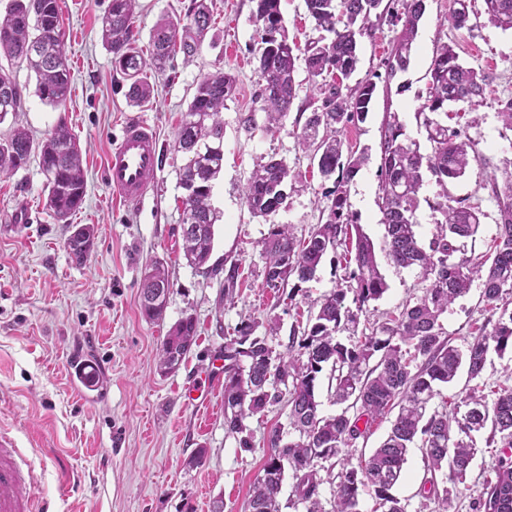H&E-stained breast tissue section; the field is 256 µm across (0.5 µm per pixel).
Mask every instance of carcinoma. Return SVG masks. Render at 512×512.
<instances>
[{
  "label": "carcinoma",
  "instance_id": "1",
  "mask_svg": "<svg viewBox=\"0 0 512 512\" xmlns=\"http://www.w3.org/2000/svg\"><path fill=\"white\" fill-rule=\"evenodd\" d=\"M253 12L260 47L254 59L262 81L260 96L266 114L264 130L272 132L287 116L296 98V62H304L314 88L322 95L320 107L305 119L296 134L303 150L314 155L320 176L333 181L327 192V218L304 237L288 224H273L264 242V285L278 290L291 280L316 278L326 255L346 247L345 286L325 296L305 327L292 330L288 354L274 353L254 326L242 323L238 336L224 342V426L240 435L242 448L251 447L244 435V420L265 410L288 394V428L278 426L269 434L270 452L255 478L247 512H279L278 497L286 472L295 478L293 495L306 512H322L317 466L323 462L341 466L332 512H360L364 494L375 500L373 512H406L394 489L399 483L410 449L421 450L427 474L445 473L450 486L433 492L437 512H448L451 496L465 483L477 452V438L491 429L487 443H497L501 455L495 479L488 480L474 498L475 512H484L483 501L494 498L493 512H512V390L488 399L477 384L451 411L428 412L440 388L466 371L470 381L482 378L490 351L512 352V172L503 179L490 176V187L499 211L492 245L479 257L468 256L464 241L481 226L482 213L466 198L448 195V183L464 176L471 160V140L460 127L443 117L448 107L472 108L485 96L489 80L482 70L466 64L446 43L437 47L430 68L425 102L416 113L426 132L430 151L406 137L398 118L386 122L381 138L379 209L384 226L385 257L393 265L417 269L427 282L424 295L406 305L395 317L371 332H358L360 315L371 301L386 293L373 240L364 233L349 210L348 185L368 160L339 138L342 129L362 122L370 112L376 85L358 82L321 84L325 73L349 79L356 70L357 39L387 18L401 26L391 51V72L406 68L425 0H400L401 9L382 6L383 0H304L316 28L332 35L328 42H312L300 50L288 40L280 0H255ZM488 21L512 30V0H484ZM472 0H454L448 21L455 28L467 25ZM134 0H111L101 19L102 39L112 54V65L132 80L130 95L142 101L151 95L143 76L145 68L166 70L171 54L181 51L190 59L212 24L205 0H193L190 24L179 28L172 21L158 23L150 37V59L134 47ZM0 54L27 64L36 76V92L53 106L71 99L73 79L66 62L59 0H13L0 17ZM236 78L229 72L204 77L176 134L175 150L183 155L179 186L184 191L182 213L189 225L182 231L187 262L200 268L213 250L216 216L211 206L214 181L223 169L224 124L221 112ZM22 107V88L0 71V120ZM38 157L48 188V206L63 221L82 202L86 184L80 149L66 122H59L45 140L36 144L17 129L0 142V172L9 173ZM431 175L442 188L432 205L441 215L428 244L416 227L424 176ZM296 180L285 160H270L252 172L245 188V203L258 217H268L288 200V184ZM71 247L83 258L93 245V228ZM480 281L483 298L498 315L491 330L481 328L465 349L443 335L442 316L473 282ZM171 285L164 264L154 262L141 284V313L160 321ZM347 331L357 340L344 343L338 334ZM193 317L179 320L162 343L157 361L160 372L176 371L196 341ZM341 412L321 413L318 389L322 377ZM284 389H279V386ZM398 409L386 438L372 454L354 465L345 448L364 437L372 425Z\"/></svg>",
  "mask_w": 512,
  "mask_h": 512
}]
</instances>
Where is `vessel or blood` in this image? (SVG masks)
<instances>
[{
    "label": "vessel or blood",
    "instance_id": "1",
    "mask_svg": "<svg viewBox=\"0 0 512 512\" xmlns=\"http://www.w3.org/2000/svg\"><path fill=\"white\" fill-rule=\"evenodd\" d=\"M162 160L155 128L142 117H129L118 143L105 157V180L125 204H140L149 191L148 177L160 169ZM35 485L14 438L0 430V512H36Z\"/></svg>",
    "mask_w": 512,
    "mask_h": 512
}]
</instances>
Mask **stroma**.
Returning a JSON list of instances; mask_svg holds the SVG:
<instances>
[{
    "mask_svg": "<svg viewBox=\"0 0 512 512\" xmlns=\"http://www.w3.org/2000/svg\"><path fill=\"white\" fill-rule=\"evenodd\" d=\"M110 0H60L72 98L56 108L36 94V79L23 64L0 58L23 89V109L0 122V138L13 128L26 129L40 141L58 121L76 136L83 156L86 193L69 222L57 221L47 207L46 179L38 161L0 174V225L15 210L29 207L34 221L0 234V428L10 431L38 477L36 494L47 512H245L250 488L270 451L268 435L287 426L288 406L279 401L245 421L252 446L242 449L237 435L224 427V388L216 386L207 410L185 403V388L209 371L247 320L257 323L275 352L288 348L291 328L305 325L324 295L339 285L343 268L328 254L316 279L290 282L276 292L264 286V240L271 225H292L307 233L327 216L317 163L297 143L299 113L309 112L314 95L304 62H297V96L279 131L264 132L259 97L261 80L252 50L256 37L253 0H208L213 26L192 62L176 54L166 72H148L154 92L133 105L129 82L112 66L101 41V18ZM135 45L150 52V33L161 20L189 24L193 0H135ZM470 27L446 21L453 0H426L408 69L388 77L385 61L399 29L375 23L357 38L359 62L353 81H371L376 92L362 123L346 128L349 146L368 148L370 162L349 184V203L374 243H382L379 143L388 115H397L407 137L423 140L416 114L423 104L429 68L437 45L454 44L461 58L482 69L489 85L482 103L461 124L479 156L465 176L449 184V194L469 198L483 213L467 252H486L496 233L498 207L491 196V173L512 171V130L505 128L499 103L512 97V32L488 23L483 0ZM228 71L236 84L227 98L224 165L214 182L211 204L216 215L214 247L199 268L182 252L179 170L174 150L178 126L198 82ZM142 115L157 130L164 161L148 179L149 193L136 207L125 205L103 178L104 159L129 116ZM255 129H246V118ZM284 159L298 178L286 207L268 219L253 217L244 188L257 165ZM93 225L94 244L83 261L70 255L66 241L72 226ZM163 260L171 292L161 321L140 313V283L154 260ZM389 285L382 299L369 303L364 326L398 314L423 296L426 284L417 271L379 262ZM236 268L233 302L224 300L229 268ZM480 285L458 299L442 319L452 345L465 347L491 318ZM193 316L198 337L178 370L156 369L162 341L180 319ZM279 329L267 335L269 321ZM205 449L194 464L197 449ZM496 445L480 444L467 475L466 489L454 496L448 512H473L472 501L498 464ZM419 449H411L396 488L406 512H434L424 488Z\"/></svg>",
    "mask_w": 512,
    "mask_h": 512,
    "instance_id": "obj_1",
    "label": "stroma"
}]
</instances>
